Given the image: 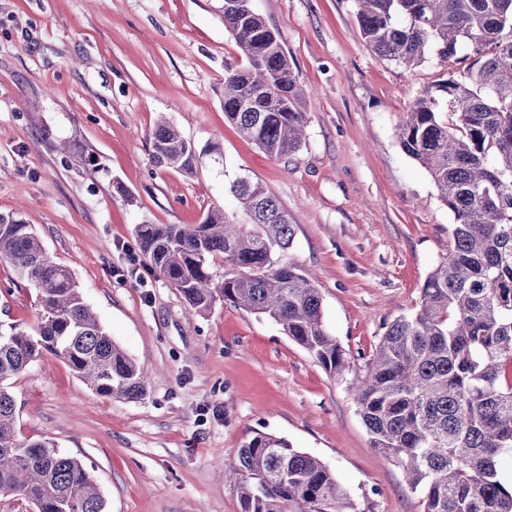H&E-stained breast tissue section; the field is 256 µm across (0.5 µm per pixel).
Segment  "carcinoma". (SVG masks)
Instances as JSON below:
<instances>
[{
	"instance_id": "cac0c4a2",
	"label": "carcinoma",
	"mask_w": 512,
	"mask_h": 512,
	"mask_svg": "<svg viewBox=\"0 0 512 512\" xmlns=\"http://www.w3.org/2000/svg\"><path fill=\"white\" fill-rule=\"evenodd\" d=\"M366 44L414 68L433 54L457 70L425 88L398 126L403 152L426 169L452 215L448 259L421 288L419 310L394 320L353 387L373 447L400 467L423 512H512V0H355ZM224 28L246 65L224 76V116L266 154L297 152L307 95L251 0H224ZM158 163L191 174L195 147L167 121L150 135ZM252 223L220 209L198 224H140L152 268L191 311L221 300L267 317L326 371L348 368L327 330L314 279L278 253L288 213L258 182L224 186ZM219 258L233 266L215 281ZM0 263L37 292L38 320L0 327V496L34 512H106L92 474L51 439L17 437L14 380L45 355L63 359L101 396L140 399L147 375L53 261L31 225L0 215ZM241 512H355L350 491L319 458L258 432L238 449Z\"/></svg>"
}]
</instances>
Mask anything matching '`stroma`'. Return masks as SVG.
Returning a JSON list of instances; mask_svg holds the SVG:
<instances>
[{"label":"stroma","mask_w":512,"mask_h":512,"mask_svg":"<svg viewBox=\"0 0 512 512\" xmlns=\"http://www.w3.org/2000/svg\"><path fill=\"white\" fill-rule=\"evenodd\" d=\"M222 0H0V215L32 225L110 336L150 380L105 398L60 358L13 384L20 439L81 459L108 512H240L229 462L266 432L320 458L356 512H422L373 448L352 386L386 328L414 313L448 256L452 217L397 128L445 67L366 45L354 0H252L307 89L306 137L280 160L224 117V73L244 66ZM174 124L194 174L156 164L148 136ZM249 176L287 211V260L313 272L348 370L329 374L274 321L224 303L191 312L139 251L140 224L248 218L224 185ZM34 289L0 263V324L34 326Z\"/></svg>","instance_id":"obj_1"}]
</instances>
